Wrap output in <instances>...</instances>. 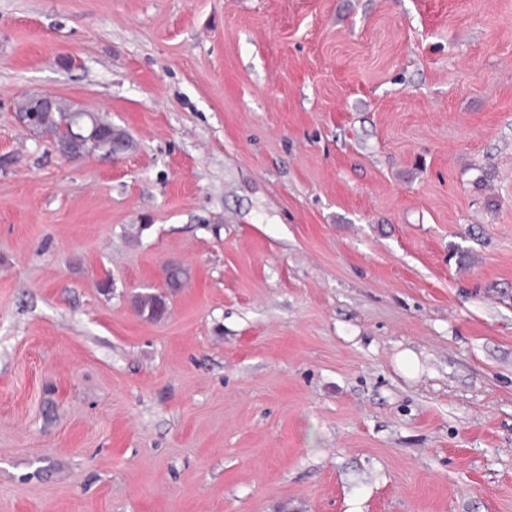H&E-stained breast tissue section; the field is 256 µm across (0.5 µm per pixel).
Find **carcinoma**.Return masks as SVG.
<instances>
[{
  "label": "carcinoma",
  "instance_id": "cac0c4a2",
  "mask_svg": "<svg viewBox=\"0 0 512 512\" xmlns=\"http://www.w3.org/2000/svg\"><path fill=\"white\" fill-rule=\"evenodd\" d=\"M17 111L37 112V130L52 136L61 147L67 146L68 143L64 128L81 127L84 130V143L79 150L81 154H99L110 158L117 153V143L128 142L126 134L114 127L112 122L60 98L53 109L44 111L38 109V101L35 98L26 97L18 102ZM134 306L139 314L149 319H158L167 310L165 296L157 293L136 296Z\"/></svg>",
  "mask_w": 512,
  "mask_h": 512
}]
</instances>
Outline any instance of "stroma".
<instances>
[{
  "instance_id": "stroma-1",
  "label": "stroma",
  "mask_w": 512,
  "mask_h": 512,
  "mask_svg": "<svg viewBox=\"0 0 512 512\" xmlns=\"http://www.w3.org/2000/svg\"><path fill=\"white\" fill-rule=\"evenodd\" d=\"M0 512H512V0H0ZM55 96L47 95L40 99V108L38 110V101L35 97H26L18 102V112H33L38 110L35 121L34 114L29 116L24 114L17 116L19 122L26 128L31 129L37 123V130L40 133H48L52 136L60 147L66 148L68 138L64 133V128L81 127L84 130V143L79 151L71 154H99L105 158H112V155L118 153L115 148L119 142H124L129 148L128 137L126 134L114 127L112 122L106 120L100 115L75 106L73 103L58 98L52 110L49 109ZM134 306L140 315L149 319L161 318L166 310V298L163 294L144 293L137 295L134 300Z\"/></svg>"
}]
</instances>
